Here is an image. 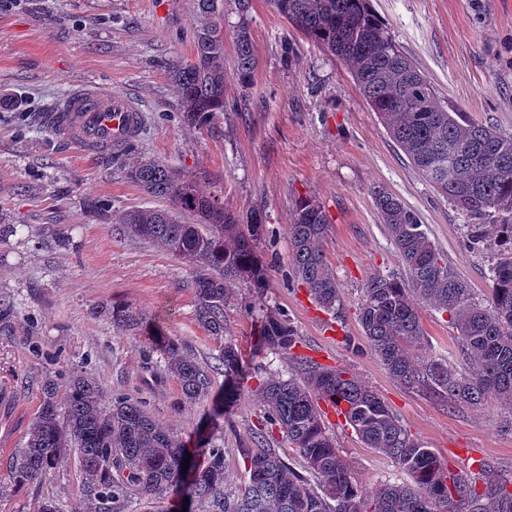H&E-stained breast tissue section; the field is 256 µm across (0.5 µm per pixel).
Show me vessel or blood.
I'll use <instances>...</instances> for the list:
<instances>
[{
	"label": "vessel or blood",
	"instance_id": "obj_1",
	"mask_svg": "<svg viewBox=\"0 0 512 512\" xmlns=\"http://www.w3.org/2000/svg\"><path fill=\"white\" fill-rule=\"evenodd\" d=\"M45 122L52 136L96 156L119 150L135 139L142 113L123 92L83 85L62 98L46 114Z\"/></svg>",
	"mask_w": 512,
	"mask_h": 512
}]
</instances>
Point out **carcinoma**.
Here are the masks:
<instances>
[{
	"label": "carcinoma",
	"instance_id": "carcinoma-1",
	"mask_svg": "<svg viewBox=\"0 0 512 512\" xmlns=\"http://www.w3.org/2000/svg\"><path fill=\"white\" fill-rule=\"evenodd\" d=\"M277 14L349 70L360 93L392 139L422 175L457 211L471 247L497 248L489 268V296L474 297L467 282L441 264V256L417 214L382 187L371 191L407 275L370 278L359 305V320L370 349L389 376L406 388L425 387L454 404L483 405L495 399L512 405V134L467 119L441 99L433 85L396 42L369 0H270ZM197 26L191 58L169 64L181 102L182 124L213 133L224 114V0H196ZM255 58L248 28L236 33L235 77L251 85ZM126 178L143 193L165 198L171 208H141L120 221L123 233L155 244L197 266L195 320L212 336H224L228 287L263 288L268 267L258 247L265 224L258 213L243 217L201 188L209 175L185 173L166 163L134 159ZM193 216L185 224L180 214ZM329 217L310 197L294 201L288 234L294 278L327 312L342 293L326 264L323 241ZM448 315L467 369L441 359L416 362L411 348L424 336L421 304ZM112 325L129 334L155 337L165 370L178 382L182 399L206 397L214 369L185 352L178 339L148 329L144 314L130 304L108 309ZM300 337L284 315L266 316L258 331L261 350L291 352ZM226 398L243 395L244 369L227 339L217 357ZM306 377L272 376L256 389L267 420L305 462L294 471L286 449L267 448L263 432L250 433L247 477L227 490L224 449L206 443L207 462L185 461L189 449L179 435L160 426L143 402L125 395L106 399L93 378L74 375L59 399L54 380L42 381L38 416L10 463L14 484H37L79 452L88 489L81 512H125L134 500L149 503L170 495L199 505L202 512H512V488L486 477L468 480L452 472L431 448L414 439L370 387L345 367H330L302 356ZM342 416L360 442L387 455L408 475L366 495L352 466L329 433L321 404Z\"/></svg>",
	"mask_w": 512,
	"mask_h": 512
}]
</instances>
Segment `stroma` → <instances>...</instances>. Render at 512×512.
I'll return each instance as SVG.
<instances>
[{"label": "stroma", "instance_id": "obj_1", "mask_svg": "<svg viewBox=\"0 0 512 512\" xmlns=\"http://www.w3.org/2000/svg\"><path fill=\"white\" fill-rule=\"evenodd\" d=\"M370 5L441 98L512 134V0ZM237 8V0H224L227 106L211 135L179 121L167 74L172 59L192 54L195 0H0V512H38L47 499L59 512H79L86 502L73 454L40 484L18 487L9 477V457L28 437L48 377L63 384L90 376L107 394L143 399L186 447L197 449L205 438L222 445L230 485L244 479V439L263 421L257 406L245 398L227 407L220 373L208 397L182 404L150 337L119 332L106 312L115 302L132 304L198 362H215L221 342L194 316L195 267L117 231L127 211L168 205L126 179L133 156L210 172L225 209L265 217L269 235L258 252L270 265L269 285L233 286L224 307L226 333L246 365L265 375H299L294 356L256 348L261 320L286 315L302 339L300 353L348 368L452 471L477 476L481 460L487 476L512 481V433L499 428L506 408L451 405L403 387L372 353L358 319L367 280L404 272L373 187L416 212L477 298L489 293L495 249L468 247L465 217L396 146L347 67L278 16L269 0H251L256 70L251 88H241L234 77ZM286 42L294 48L287 60ZM81 83L124 91L142 106L132 150L89 157L41 128L43 114ZM302 196L318 200L330 219L323 251L342 291L335 314L317 307L291 277L288 224ZM422 325L414 355L464 369L445 316L423 309ZM327 418L365 492L404 480L335 411Z\"/></svg>", "mask_w": 512, "mask_h": 512}]
</instances>
